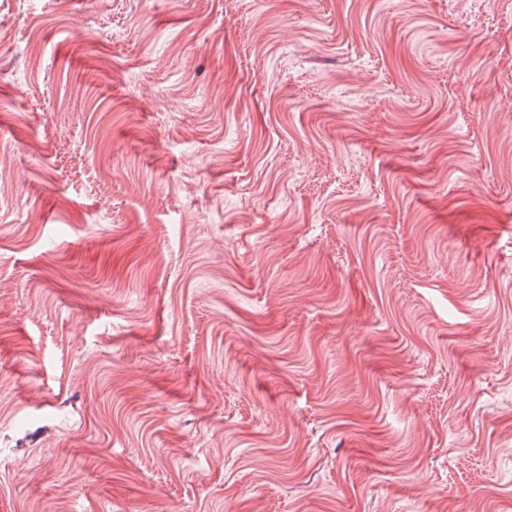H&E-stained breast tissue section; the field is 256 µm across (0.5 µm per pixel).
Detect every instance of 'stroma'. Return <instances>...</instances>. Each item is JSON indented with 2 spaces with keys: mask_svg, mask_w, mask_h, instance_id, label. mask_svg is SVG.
<instances>
[{
  "mask_svg": "<svg viewBox=\"0 0 512 512\" xmlns=\"http://www.w3.org/2000/svg\"><path fill=\"white\" fill-rule=\"evenodd\" d=\"M0 30V512H512V0Z\"/></svg>",
  "mask_w": 512,
  "mask_h": 512,
  "instance_id": "stroma-1",
  "label": "stroma"
}]
</instances>
